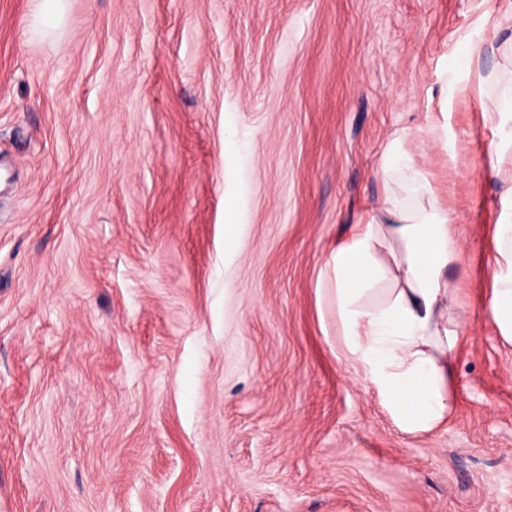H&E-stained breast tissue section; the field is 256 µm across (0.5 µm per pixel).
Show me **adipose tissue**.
<instances>
[{
  "label": "adipose tissue",
  "mask_w": 512,
  "mask_h": 512,
  "mask_svg": "<svg viewBox=\"0 0 512 512\" xmlns=\"http://www.w3.org/2000/svg\"><path fill=\"white\" fill-rule=\"evenodd\" d=\"M490 117L498 131L497 156L512 150V81L499 85ZM406 191L427 196L405 207L387 191L379 216L371 217L330 255L336 283V318L348 353L386 402L397 427L426 433L444 424L452 408L451 380L460 340L457 290L448 275L463 255L450 226L452 210L429 199L428 182L400 143L384 162ZM494 286L483 306L501 339L512 344V192L494 231ZM397 287L385 304L361 297L376 281Z\"/></svg>",
  "instance_id": "ef3b65f1"
}]
</instances>
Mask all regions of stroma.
<instances>
[{
	"label": "stroma",
	"instance_id": "stroma-1",
	"mask_svg": "<svg viewBox=\"0 0 512 512\" xmlns=\"http://www.w3.org/2000/svg\"><path fill=\"white\" fill-rule=\"evenodd\" d=\"M34 8L0 0V512H512L483 311L512 0H67L44 38ZM397 137L465 256L429 433L364 380L326 265Z\"/></svg>",
	"mask_w": 512,
	"mask_h": 512
}]
</instances>
